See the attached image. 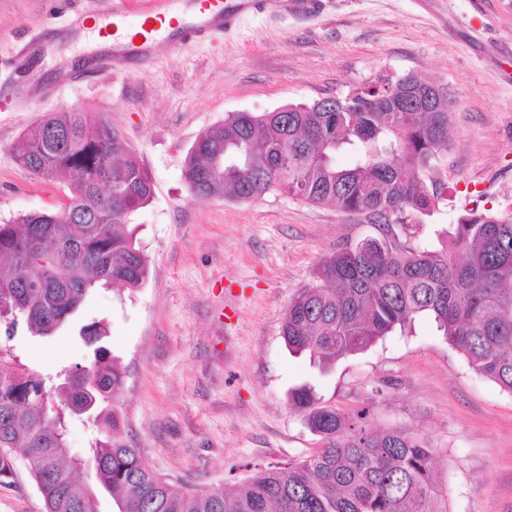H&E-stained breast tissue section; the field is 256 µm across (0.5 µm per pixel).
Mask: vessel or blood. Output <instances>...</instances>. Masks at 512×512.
I'll list each match as a JSON object with an SVG mask.
<instances>
[{
  "instance_id": "1",
  "label": "vessel or blood",
  "mask_w": 512,
  "mask_h": 512,
  "mask_svg": "<svg viewBox=\"0 0 512 512\" xmlns=\"http://www.w3.org/2000/svg\"><path fill=\"white\" fill-rule=\"evenodd\" d=\"M320 4L321 0H150L147 8L132 9L126 0H116L106 11L71 13L65 23L70 28L92 23L100 46L86 55L85 66L101 73L151 59L159 42L179 50L224 36L245 15L270 8L312 14ZM43 48L37 33L17 45L11 59L15 72H33L42 62Z\"/></svg>"
}]
</instances>
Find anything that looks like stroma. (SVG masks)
<instances>
[{
	"label": "stroma",
	"mask_w": 512,
	"mask_h": 512,
	"mask_svg": "<svg viewBox=\"0 0 512 512\" xmlns=\"http://www.w3.org/2000/svg\"><path fill=\"white\" fill-rule=\"evenodd\" d=\"M112 0H0V223L60 208L63 180L35 179L13 145L42 115L80 109L118 130L154 195L132 216L149 260L144 285L90 293L72 322L43 339L18 330L9 346L42 374L85 363L78 337L94 319L124 368L112 404L124 438L146 467L188 493L241 484L257 464L298 461L319 438L288 403L312 383L342 412L369 409L372 425H403L437 448L448 512H512V393L478 377L427 316L325 373L290 353L281 327L290 298L330 248L364 233L335 206L273 191L256 202H199L183 179L205 129L232 112H270L343 97L386 76L442 84L450 99L448 150L434 176L448 202L422 217L436 240L470 210L512 213V0H324L316 14L245 19L223 41L174 51L155 63L100 73L64 93L33 97L13 81L10 52L46 31L47 83L79 61L85 36L57 30L75 9ZM0 512H45L25 461L0 483Z\"/></svg>",
	"instance_id": "35a3bbf8"
}]
</instances>
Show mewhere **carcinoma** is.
Returning <instances> with one entry per match:
<instances>
[{
  "mask_svg": "<svg viewBox=\"0 0 512 512\" xmlns=\"http://www.w3.org/2000/svg\"><path fill=\"white\" fill-rule=\"evenodd\" d=\"M409 96L404 75L344 98L230 113L197 137L184 181L206 200L209 161L222 156L224 197L254 201L280 190L332 203L375 229L336 242L290 299L282 324L290 352L325 372L429 316L476 375L512 393V214L473 211L438 247L416 236L419 216L447 199L427 178L448 148L449 112L446 96L430 111L393 110ZM35 125L56 138L29 128L14 159L43 182L64 178L67 200L0 224V326L10 340L21 324L33 336H53L92 289L136 290L149 273L129 223L153 186L126 139L80 111L47 113ZM79 336L93 360L52 377L0 346V482L15 475L20 449L46 512H93L78 478L87 462L124 512H448L429 440L405 426L374 427L364 410L340 412L308 382L289 398L320 437L318 451L286 466L256 465L240 487L187 493L147 469L121 437L109 401L124 369L103 346L107 323L86 324ZM52 393L68 409L92 405L101 437L88 456L69 455L65 415L45 409Z\"/></svg>",
  "mask_w": 512,
  "mask_h": 512,
  "instance_id": "obj_1",
  "label": "carcinoma"
}]
</instances>
